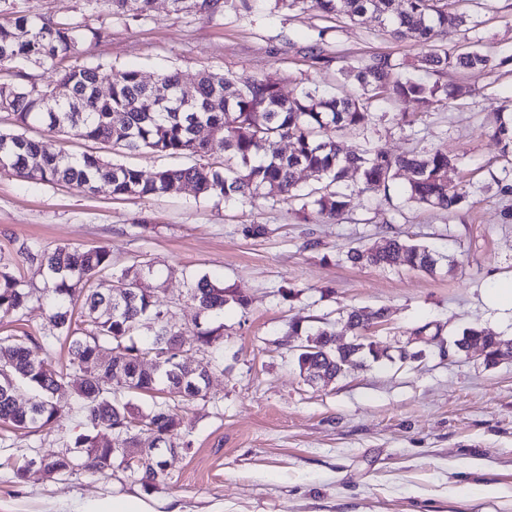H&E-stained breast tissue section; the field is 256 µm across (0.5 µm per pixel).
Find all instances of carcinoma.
<instances>
[{"label": "carcinoma", "instance_id": "carcinoma-1", "mask_svg": "<svg viewBox=\"0 0 512 512\" xmlns=\"http://www.w3.org/2000/svg\"><path fill=\"white\" fill-rule=\"evenodd\" d=\"M23 0H0V112L12 115L21 132H0V172L42 185L76 182L92 191L106 182L115 196L148 197L188 183L198 194L236 198L250 202L258 197L279 195L300 203L308 211L330 220L347 211L350 194L346 178L361 174V191L387 198L398 171L409 173L407 200L418 205L452 212L467 201L469 192L448 182V172L458 168L460 158L434 147L426 151L393 155L370 140L357 153L342 151L340 133L368 131L381 100L408 101L421 112L449 105L462 95V88L437 81L427 82L419 73H442L449 69H485L493 63L512 65V54L492 59L478 48L454 53L444 47L448 34L467 26L469 16L453 8L455 0H276L290 8L307 5L329 18L351 21L372 19L381 31L400 42H415L425 52L411 60L390 53H373L351 60L338 68L341 79L354 86L338 95L303 87L293 96L282 92L270 78L238 83L229 72L206 70L196 83L190 102H178L180 79L175 72H162L156 84L171 93L161 102L153 87L144 83L136 69H115L101 64L63 65L84 52L85 45L100 44L110 28L91 27L82 22L56 20L21 7ZM85 9L96 13L108 9L111 17L146 16L153 0H84ZM259 0H173V10L194 13L208 20L228 9L252 12ZM305 59L311 68H326L334 58L310 47ZM31 65L56 71L50 84L32 83L19 69ZM108 81L111 89L99 95L97 86ZM40 126L64 132L84 141L112 144L130 152L148 151L160 156H188L194 163L163 167L146 178L134 166L107 161L96 154L70 153L62 142L51 138L34 140L23 131ZM493 136L501 145V157L512 162V102L497 109ZM287 140L291 149L280 147ZM315 176L320 186L302 194L298 173ZM24 261L46 270L43 288L24 284L9 266H0V319L24 315L33 300L46 305L48 334L39 341L26 333L0 337V421L29 433L52 427L64 415L54 401L60 390L69 391L78 403L84 430L69 444L99 455L107 470L122 465L109 459L110 449L100 448L97 437L110 432L134 439L133 423L152 435L163 448H188L179 431L181 402L196 397V376L175 370L180 365L184 332L163 317L153 296L138 290L150 264H133L119 271L112 268V251L106 246L89 249L57 247L47 250L37 244L20 248ZM440 256L428 247L393 238L377 251L353 248L347 260L354 265L378 268L407 266L431 272ZM107 273L110 279L101 280ZM188 298L204 322L195 325L193 344L206 356L203 368L218 369L221 362L210 356L224 342V325L209 320L224 312L230 302L241 308L248 299L235 288L213 281L208 275L189 276ZM154 326L174 336L171 348L155 341L141 345L135 340L140 329ZM312 350L298 354L299 368L325 369L333 375L357 358H379L371 343L336 347L335 333L320 328L312 333ZM68 343L70 360L56 368L48 362L55 341ZM481 343L485 360L497 363L499 343L484 329L468 328L454 341L457 349ZM108 348L123 360L124 393L112 388V368L99 365L100 350ZM166 397L144 407L131 395L157 394ZM29 402L20 406L14 396L20 390ZM47 465L59 473L79 468L72 460L52 454ZM149 492L167 480L168 468L138 470Z\"/></svg>", "mask_w": 512, "mask_h": 512}]
</instances>
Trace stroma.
Returning <instances> with one entry per match:
<instances>
[{"mask_svg":"<svg viewBox=\"0 0 512 512\" xmlns=\"http://www.w3.org/2000/svg\"><path fill=\"white\" fill-rule=\"evenodd\" d=\"M33 10L110 27L107 41L82 59L137 68L147 81L177 72L194 89L199 72H232L239 81L269 77L284 93L312 86L341 92L335 67L313 69L304 58L319 45L338 60L374 52L397 57L419 48L385 35L373 22L328 19L309 8H274L262 0L251 13L228 11L206 21L154 0L146 17L111 20L85 11L83 0H27ZM478 25L445 45L477 41L494 56L512 54V0H469ZM465 86L452 106L422 112L399 127L394 112L378 110L372 138L391 153L442 146L458 155L449 180L467 186L469 204L449 215L407 202L408 175L396 176L390 199L359 193L351 174L350 207L342 219L298 217L297 203L280 196L256 206L206 198L180 187L145 198H117L107 184L96 192L71 183L33 185L0 173V264L42 286L43 273L22 262L21 243L46 249L105 245L114 269L152 262L145 285L175 323L192 332L198 320L186 296V275L214 274L241 290L250 305H225L219 321L224 368L212 374L206 399L184 403L182 435L188 451L169 460V478L147 492L118 470H76L52 477L13 470L64 449L81 432L69 394L68 412L52 429L24 433L0 424V512H81L89 499L145 496L178 499L190 512H512V357L487 364L479 348L455 351L468 327L512 340V316L489 307L485 294L512 276V193H500V147L487 119L512 99V66L448 73ZM73 153L88 150L151 174L173 158L113 150L68 139ZM263 225L262 235L248 232ZM399 237L454 260L425 272L408 267L352 265L355 247H381ZM295 290L282 299L281 286ZM385 309L370 336L379 359H360L332 383L299 373L302 334L330 325L337 345L354 339L349 310ZM413 357L401 359V349Z\"/></svg>","mask_w":512,"mask_h":512,"instance_id":"35a3bbf8","label":"stroma"}]
</instances>
